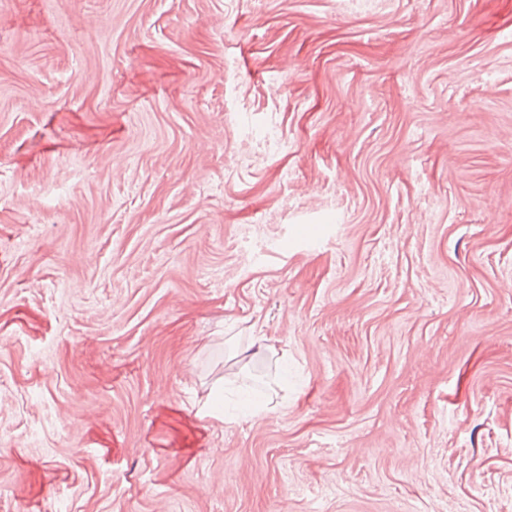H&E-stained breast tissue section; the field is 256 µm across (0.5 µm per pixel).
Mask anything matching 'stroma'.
<instances>
[{
	"mask_svg": "<svg viewBox=\"0 0 512 512\" xmlns=\"http://www.w3.org/2000/svg\"><path fill=\"white\" fill-rule=\"evenodd\" d=\"M0 512H512V0H0Z\"/></svg>",
	"mask_w": 512,
	"mask_h": 512,
	"instance_id": "1",
	"label": "stroma"
}]
</instances>
